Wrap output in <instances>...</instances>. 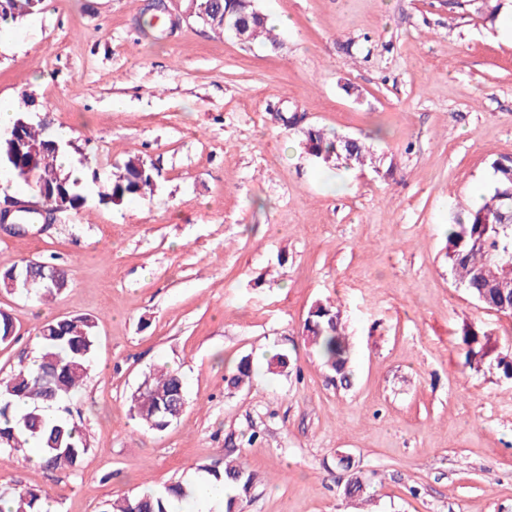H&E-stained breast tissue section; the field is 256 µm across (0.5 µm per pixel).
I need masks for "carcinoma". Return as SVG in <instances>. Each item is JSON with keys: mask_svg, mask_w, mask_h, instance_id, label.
<instances>
[{"mask_svg": "<svg viewBox=\"0 0 512 512\" xmlns=\"http://www.w3.org/2000/svg\"><path fill=\"white\" fill-rule=\"evenodd\" d=\"M39 0H0V19L15 20L31 13ZM194 16L207 26L224 31V20L245 28L252 39L269 35L263 14L251 0H191ZM229 15H224V12ZM27 141L23 158L17 159L11 136L0 138V164L14 179L38 193L53 186L50 206L59 212L79 210L86 204L81 181L64 173L58 163L57 139L44 134L42 125L30 122L23 111L15 123ZM302 144L308 155L328 167H362L370 157L365 145L356 138L330 136L323 129H303ZM493 185L483 196V204L454 217L447 228L446 257L448 272L469 295L484 308L512 315V161L501 156L491 163ZM158 171L147 158L134 155L112 175V180L98 190L102 204L121 205L127 198L152 192ZM58 283L48 288L31 289L29 297L38 301L61 295L70 285L68 272L55 267ZM98 319L78 316L45 323L37 334L38 355L32 364L20 367L0 380V447L22 453L30 461L27 449L36 447L39 462L48 470L77 471L87 444L79 427L70 420L67 400L78 392L86 380L97 343ZM303 334L344 386L351 384V348L344 333L341 312L330 304L313 305L304 322ZM465 364L480 370L486 358L495 355L494 363L506 378H512V352L495 351L475 331L465 332ZM254 375L252 362L243 357L229 378L238 388ZM186 404L182 376L165 367L149 373L131 396V410L138 421L161 430L178 418ZM217 482L233 485L236 494L225 503V512H233L237 503L250 493L254 476L239 462L228 461L224 469H202ZM343 494L360 503L371 500L368 480L349 475ZM196 495L192 482L177 481L160 488L102 502L100 512H177L178 505L190 503ZM45 497L34 490L0 493V502L8 512H42Z\"/></svg>", "mask_w": 512, "mask_h": 512, "instance_id": "cac0c4a2", "label": "carcinoma"}]
</instances>
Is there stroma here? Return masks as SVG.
I'll list each match as a JSON object with an SVG mask.
<instances>
[{"label": "stroma", "mask_w": 512, "mask_h": 512, "mask_svg": "<svg viewBox=\"0 0 512 512\" xmlns=\"http://www.w3.org/2000/svg\"><path fill=\"white\" fill-rule=\"evenodd\" d=\"M146 0H40L0 42V99L65 136L79 172L107 178L139 154L151 193L119 206L95 191L55 224L0 234V270L68 268L39 303L0 289L15 334L0 375L29 364L40 324L98 317L72 417L78 472L0 452V490L35 489L58 512L241 462L243 512H357L338 457L371 485L370 512H512V378L460 355L474 328L512 344V316L448 273L446 227L512 156V42L491 0H254L287 24L242 43L195 21L161 41ZM305 124L364 139V169H326ZM340 306L354 377L343 387L306 342L312 305ZM287 354V373L266 363ZM251 386L228 379L242 357ZM186 409L158 431L130 416L157 367Z\"/></svg>", "instance_id": "35a3bbf8"}]
</instances>
